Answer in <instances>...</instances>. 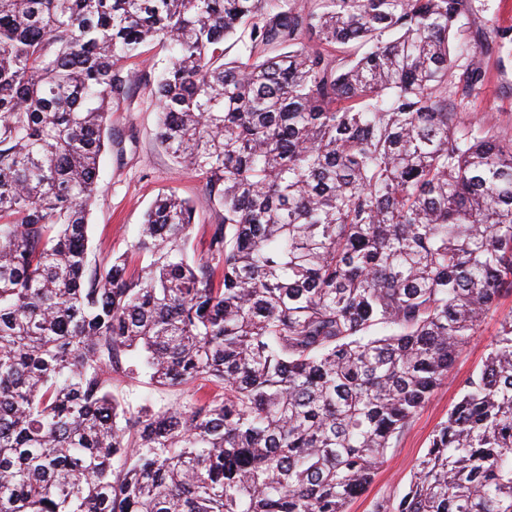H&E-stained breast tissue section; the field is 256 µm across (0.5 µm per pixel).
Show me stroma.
<instances>
[{"label": "stroma", "instance_id": "35a3bbf8", "mask_svg": "<svg viewBox=\"0 0 512 512\" xmlns=\"http://www.w3.org/2000/svg\"><path fill=\"white\" fill-rule=\"evenodd\" d=\"M453 45L449 101L464 122L512 138V0H466ZM169 55V49L148 46L124 66L130 92L112 105L111 144L100 162L98 192L89 217L90 264L127 251L146 211L165 192L193 202L189 255L197 259L207 252L219 208L206 194L202 179L180 171L155 137L156 78ZM472 73L478 79L473 87H465L462 78ZM511 317L512 292H506L455 359L447 384L410 420L394 447L387 450L371 484L349 503L347 512H375L377 506L404 492L414 464L456 403L460 383L482 365L501 322Z\"/></svg>", "mask_w": 512, "mask_h": 512}]
</instances>
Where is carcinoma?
I'll use <instances>...</instances> for the list:
<instances>
[{
    "label": "carcinoma",
    "instance_id": "obj_1",
    "mask_svg": "<svg viewBox=\"0 0 512 512\" xmlns=\"http://www.w3.org/2000/svg\"><path fill=\"white\" fill-rule=\"evenodd\" d=\"M463 7L0 0V512H346L512 288V139L448 109ZM150 42L158 143L222 212L191 261L162 194L138 272L91 267ZM142 374L179 398L122 404ZM377 512H512V318Z\"/></svg>",
    "mask_w": 512,
    "mask_h": 512
}]
</instances>
